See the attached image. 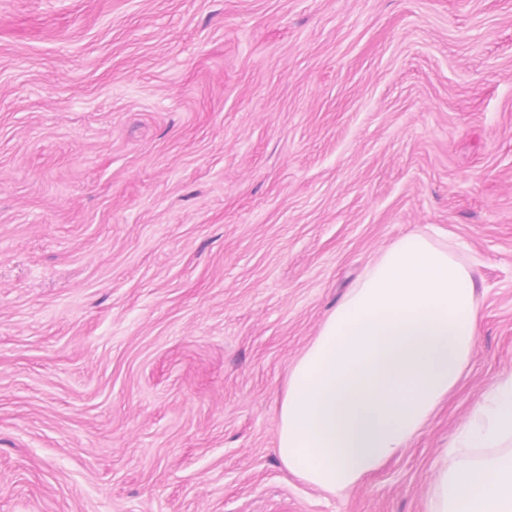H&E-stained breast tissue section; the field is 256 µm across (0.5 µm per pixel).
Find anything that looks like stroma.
I'll list each match as a JSON object with an SVG mask.
<instances>
[{"mask_svg":"<svg viewBox=\"0 0 512 512\" xmlns=\"http://www.w3.org/2000/svg\"><path fill=\"white\" fill-rule=\"evenodd\" d=\"M448 233L464 377L331 495L293 365L366 265ZM512 375V0H0V512H427Z\"/></svg>","mask_w":512,"mask_h":512,"instance_id":"1","label":"stroma"}]
</instances>
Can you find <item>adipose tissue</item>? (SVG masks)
Segmentation results:
<instances>
[{
	"label": "adipose tissue",
	"instance_id": "1",
	"mask_svg": "<svg viewBox=\"0 0 512 512\" xmlns=\"http://www.w3.org/2000/svg\"><path fill=\"white\" fill-rule=\"evenodd\" d=\"M476 274L430 228L365 268L288 375L278 454L337 494L392 457L459 382L478 336ZM512 375L459 431L428 512H512Z\"/></svg>",
	"mask_w": 512,
	"mask_h": 512
}]
</instances>
